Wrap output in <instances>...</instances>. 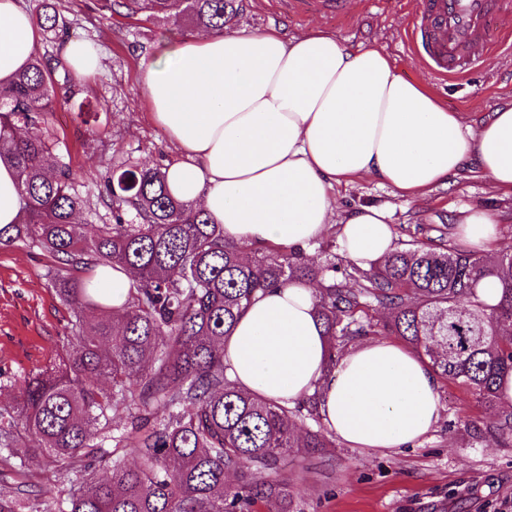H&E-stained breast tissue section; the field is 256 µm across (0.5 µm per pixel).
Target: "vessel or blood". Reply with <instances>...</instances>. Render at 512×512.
I'll list each match as a JSON object with an SVG mask.
<instances>
[{
  "label": "vessel or blood",
  "mask_w": 512,
  "mask_h": 512,
  "mask_svg": "<svg viewBox=\"0 0 512 512\" xmlns=\"http://www.w3.org/2000/svg\"><path fill=\"white\" fill-rule=\"evenodd\" d=\"M412 51L427 69L463 78L496 49H512V0H422Z\"/></svg>",
  "instance_id": "b4317fda"
}]
</instances>
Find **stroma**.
<instances>
[{
    "label": "stroma",
    "mask_w": 512,
    "mask_h": 512,
    "mask_svg": "<svg viewBox=\"0 0 512 512\" xmlns=\"http://www.w3.org/2000/svg\"><path fill=\"white\" fill-rule=\"evenodd\" d=\"M243 4L235 29L276 27L292 37L320 28L353 46L381 47L406 79L425 84L449 111L478 118L512 102V52L491 57L459 82L419 63L409 40L418 0H348L341 17L310 7L295 15L283 0ZM56 6L65 24L63 37H41L37 54L56 60L62 40H84L99 49L102 66L90 77L71 80L77 99L98 105L97 115L64 107L49 115V130L75 173L76 194L89 201L80 222L109 224L112 207L98 199L100 186L126 164L164 167L178 158L151 118L139 74L144 62L171 52L184 33L139 16L103 19L97 0H56ZM333 198L338 213L388 206L400 241L430 237L432 227H455L463 209H480L493 217L501 250L512 252V194L492 190L475 171H464L423 199L396 194L372 180L338 186ZM48 263L40 250L0 245V373L15 379L56 354L73 318L53 290ZM439 398L440 421L415 446L380 453L340 443L312 455L294 449L281 476L303 512H512V446L474 439L470 424L487 412L465 388L440 387ZM0 479L38 484L49 504L66 497L80 477L28 456L21 469L1 473Z\"/></svg>",
    "instance_id": "stroma-1"
}]
</instances>
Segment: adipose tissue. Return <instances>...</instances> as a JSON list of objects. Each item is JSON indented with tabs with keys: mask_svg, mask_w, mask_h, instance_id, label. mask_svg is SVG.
<instances>
[{
	"mask_svg": "<svg viewBox=\"0 0 512 512\" xmlns=\"http://www.w3.org/2000/svg\"><path fill=\"white\" fill-rule=\"evenodd\" d=\"M37 39L22 0H0V84L26 66ZM141 80L179 154L167 167L170 192L201 204L230 240L290 250L332 231L367 267L396 247L389 213L335 216L334 186L369 177L422 197L472 163L512 193V104L470 124L383 49H352L319 29L191 35L164 65L146 64ZM458 236L487 251L496 225L474 210ZM315 303V286L301 281L257 299L224 342L227 376L291 404L317 395L329 431L361 451L399 449L434 430L441 405L429 366L397 342L364 340L327 368Z\"/></svg>",
	"mask_w": 512,
	"mask_h": 512,
	"instance_id": "obj_1",
	"label": "adipose tissue"
}]
</instances>
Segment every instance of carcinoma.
<instances>
[{"label": "carcinoma", "instance_id": "1", "mask_svg": "<svg viewBox=\"0 0 512 512\" xmlns=\"http://www.w3.org/2000/svg\"><path fill=\"white\" fill-rule=\"evenodd\" d=\"M102 17L140 16L178 27L222 30L242 0H100ZM36 24L59 27L53 4ZM58 70L33 55L0 86V160L18 174L20 223L0 228V244L22 242L50 254L48 276L75 321L65 351L25 375L13 405L0 407V468L19 452L83 472L53 508L19 485L0 483V512H300L285 479L272 478L301 446L332 448L315 397L288 406L240 389L224 367V339L259 294L294 280L319 286L317 313L329 365L336 346L381 330L422 356L438 380L466 388L492 414L476 434L512 445V408L501 410L500 379L512 371V253L486 259L459 244L409 240L380 263L345 268L322 250L315 261L280 248L256 250L228 240L194 202L174 197L161 167L131 165L106 184L112 224H77L85 201L71 167L56 158L47 128ZM120 265L136 273L128 302L91 287L85 274ZM500 286L496 305L476 294L481 280ZM382 310L385 320L368 317ZM127 409L118 432L113 413ZM313 425L298 435L297 419ZM31 438L37 446L23 447ZM131 448L135 463L106 461ZM241 482H226L231 472Z\"/></svg>", "mask_w": 512, "mask_h": 512}]
</instances>
